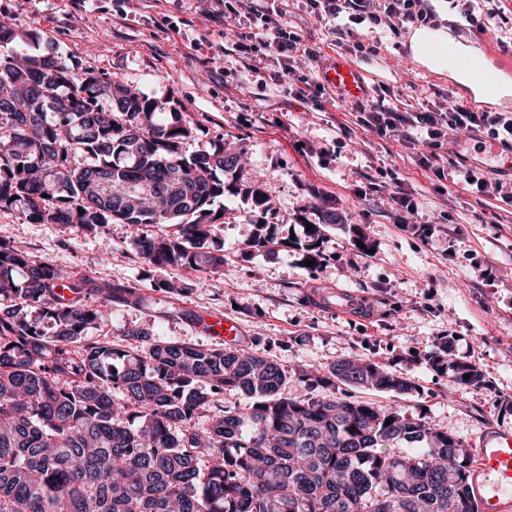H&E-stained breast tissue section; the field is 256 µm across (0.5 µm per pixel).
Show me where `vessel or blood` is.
<instances>
[{"instance_id": "vessel-or-blood-1", "label": "vessel or blood", "mask_w": 512, "mask_h": 512, "mask_svg": "<svg viewBox=\"0 0 512 512\" xmlns=\"http://www.w3.org/2000/svg\"><path fill=\"white\" fill-rule=\"evenodd\" d=\"M453 66L478 87L477 93L469 97L471 105L492 103L498 111L512 112V96L504 97L499 93V74L511 72V62L498 60L490 66L483 57L462 56L454 59ZM322 78L348 101L361 99L368 92L365 71L340 55L326 66ZM201 325L209 334L221 339L229 340L239 334L236 323L217 314L202 317ZM473 454L476 466L471 473V481L480 512H512V433L490 428Z\"/></svg>"}]
</instances>
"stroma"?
Returning <instances> with one entry per match:
<instances>
[{
	"label": "stroma",
	"instance_id": "1",
	"mask_svg": "<svg viewBox=\"0 0 512 512\" xmlns=\"http://www.w3.org/2000/svg\"><path fill=\"white\" fill-rule=\"evenodd\" d=\"M433 27L452 31L460 44L493 49L512 38V0L487 29L467 22L459 0H433ZM279 22L303 44L321 49V63L343 55L371 75L370 95L397 96L411 108L430 101H465L469 84L456 73H427L405 35L370 33L358 53L353 42L336 45L328 30L306 13L302 0H275ZM209 0H0V17L15 30L37 33L43 48L70 66L92 67L163 104L188 113L203 131L183 141L191 156L223 140L245 152L235 174L260 182L289 242L273 254L249 247L253 206L240 194L214 201L223 213L218 240L224 266L215 274L146 263L133 240L154 233L148 224H109L89 232L77 225H20L16 209L0 210V241L68 272L104 277L115 284L141 282L143 306L112 309L109 324L89 330L92 340L129 349L131 329L164 341L207 347L220 341L177 308L218 313L235 321L242 348L285 368H325L359 356L404 373L412 393L345 387L351 399L400 411L478 447L486 425L512 430V205L469 193L464 185L439 190L437 178L415 166L425 145L383 140L355 126L330 100L301 101L287 84L273 81L272 66H244L231 47L249 23L225 20ZM350 137L337 147L340 126ZM419 198L418 223L426 236L396 222L390 199L393 178ZM338 220L325 224L327 212ZM325 224L323 259L302 263L308 225ZM166 280L185 284L178 301L154 290ZM344 289L358 294L370 316H345L314 303L311 294ZM448 341L452 361L475 365L477 385L453 381L427 360Z\"/></svg>",
	"mask_w": 512,
	"mask_h": 512
}]
</instances>
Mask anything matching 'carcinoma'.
<instances>
[{
	"label": "carcinoma",
	"instance_id": "obj_1",
	"mask_svg": "<svg viewBox=\"0 0 512 512\" xmlns=\"http://www.w3.org/2000/svg\"><path fill=\"white\" fill-rule=\"evenodd\" d=\"M17 42L0 19V209L88 231L174 226L131 246L150 264L219 272L224 250L207 243L224 217L210 202L241 191L269 211L261 184L221 178L239 156L220 141L183 156L200 123L156 119L155 101L95 69L34 50L19 60ZM323 232L311 225L304 260L319 262ZM248 245L274 253L281 240L262 223ZM145 302L136 284L75 278L0 243V512H478L458 440L336 396L342 385L409 394L402 374L357 356L290 371L253 348L145 331L129 332L131 351L86 339L112 305ZM451 369L480 381L473 365ZM290 378L303 394H283ZM226 392L236 400L217 401Z\"/></svg>",
	"mask_w": 512,
	"mask_h": 512
}]
</instances>
